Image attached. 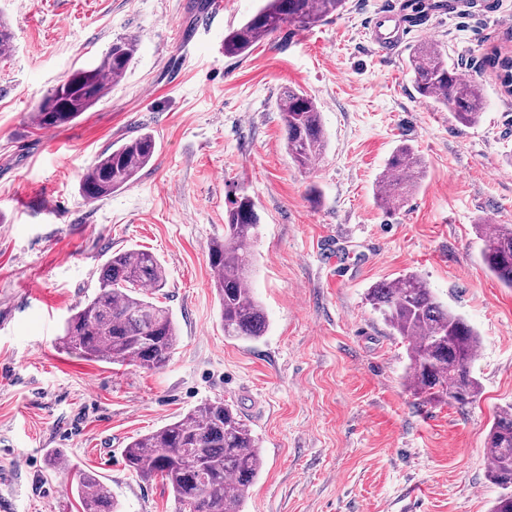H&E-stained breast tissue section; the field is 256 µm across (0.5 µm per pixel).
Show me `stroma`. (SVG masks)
I'll list each match as a JSON object with an SVG mask.
<instances>
[{
	"label": "stroma",
	"mask_w": 512,
	"mask_h": 512,
	"mask_svg": "<svg viewBox=\"0 0 512 512\" xmlns=\"http://www.w3.org/2000/svg\"><path fill=\"white\" fill-rule=\"evenodd\" d=\"M0 0L14 35L0 62V502L8 512H77L73 473L102 480L121 512H175L160 479L124 464L133 439L207 400L233 404L259 438L264 466L243 512H490L486 435L512 407V288L485 269L481 224H512V96L491 50L512 56V0L432 12L408 46L378 52L371 16L401 0H349L316 26L283 29L247 57L224 36L259 0ZM138 41L126 75L53 134L30 114L113 39ZM435 41L487 106L477 125L422 103L409 46ZM311 96L326 149L311 170L285 149L283 88ZM152 133L136 180L89 202L85 170L112 145ZM426 176L396 209L376 200L400 144ZM259 224L252 286L269 328L225 337L211 286L210 244L238 194ZM155 254L180 342L168 364L88 361L58 344L63 322L93 294L110 254ZM421 275L482 339L481 384L467 406L429 404L403 384L405 342L365 299L368 288ZM64 459L51 469L47 455Z\"/></svg>",
	"instance_id": "35a3bbf8"
}]
</instances>
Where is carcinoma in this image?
<instances>
[{"mask_svg": "<svg viewBox=\"0 0 512 512\" xmlns=\"http://www.w3.org/2000/svg\"><path fill=\"white\" fill-rule=\"evenodd\" d=\"M347 0H262V6L224 36V55L245 57L268 36L292 27L304 30L340 14ZM444 7L440 0H417L414 21ZM136 39L112 41L99 64L77 68L52 92L56 111L37 106L32 121L38 127L73 122L105 97L124 76L136 53ZM14 50L13 36L0 19V59ZM490 65L500 71L505 92L512 94V57L494 54ZM408 67L420 98L442 106L465 126L478 123L484 108L483 89L465 80L447 52L420 43L408 55ZM286 130V149L305 170L322 160L325 139L318 107L307 94L290 87L278 100ZM156 141L144 132L101 154L81 180L85 199L95 202L127 187L155 154ZM423 159L408 144L391 154L378 193L380 203L395 209L420 188ZM259 224L255 203L245 193L227 211L224 239L209 248L212 280L224 326V336L257 339L268 324L250 285L251 243ZM481 260L486 270L512 288V224L482 232ZM166 284L159 259L143 249L112 254L103 264L98 289L82 309L68 316L60 345L85 360L110 364L134 363L154 370L164 367L179 343L169 309L153 294ZM367 301L392 334L407 342L406 386L427 402L464 406L480 393L470 365L481 346L478 333L445 306L418 274L410 272L369 289ZM489 476L498 486L512 487V409L496 414L486 439ZM125 465L133 472L159 477L172 492L176 512H241V504L262 466L259 439L232 405L207 400L187 415L130 442ZM81 512H118L110 489L95 474L77 471L73 477Z\"/></svg>", "mask_w": 512, "mask_h": 512, "instance_id": "carcinoma-1", "label": "carcinoma"}]
</instances>
